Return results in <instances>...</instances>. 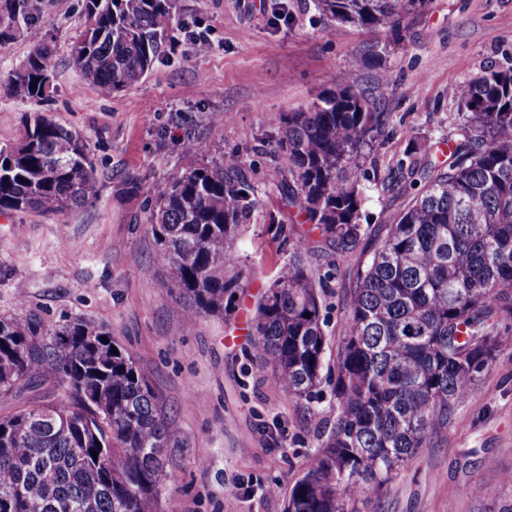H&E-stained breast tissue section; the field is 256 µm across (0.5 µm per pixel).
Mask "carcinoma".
Segmentation results:
<instances>
[{
	"instance_id": "cac0c4a2",
	"label": "carcinoma",
	"mask_w": 512,
	"mask_h": 512,
	"mask_svg": "<svg viewBox=\"0 0 512 512\" xmlns=\"http://www.w3.org/2000/svg\"><path fill=\"white\" fill-rule=\"evenodd\" d=\"M427 0H313L338 25L397 33ZM177 0H85L87 25L71 63L110 97L168 55ZM34 22L29 0H4L0 43ZM361 63L329 74L305 112L288 114L278 146L288 170L268 171L281 202L303 217L267 230L288 257L257 305L256 370L306 402L322 383L327 339L325 278L306 255L342 260L365 240L378 246L356 271L338 345L336 420L310 456L286 512H358L378 497L431 435L448 426L479 375L512 344V71L490 70L458 85L460 138L448 159L426 142L399 161L391 180L418 188L393 224L361 223V162L387 115L358 85ZM51 53L40 39L3 83L20 103L54 90ZM189 164L156 196L148 224L175 290L173 313L194 329L224 316L244 287L235 243L261 201L222 162ZM100 196L89 146L77 132L35 114L0 146V213L49 216ZM54 377L63 393L0 415V512H160L172 432L131 355L109 332L76 321L41 328L0 318V396ZM98 452L93 457L91 451Z\"/></svg>"
}]
</instances>
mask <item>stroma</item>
Here are the masks:
<instances>
[{
	"instance_id": "obj_1",
	"label": "stroma",
	"mask_w": 512,
	"mask_h": 512,
	"mask_svg": "<svg viewBox=\"0 0 512 512\" xmlns=\"http://www.w3.org/2000/svg\"><path fill=\"white\" fill-rule=\"evenodd\" d=\"M35 24L0 45V82L42 34L52 38L56 90L43 105L0 93V145L24 132L36 110L86 140L101 184L92 204L41 216L0 214V318L62 326L80 319L105 331L134 358L174 435L162 512H285L320 435L336 417L332 388L346 300L362 252L308 255L327 278L323 394L309 404L272 376L254 373L252 323L258 300L286 251L266 230L280 197L269 168H287L278 147L284 117L301 112L326 76L380 43L381 65L358 83L388 115L379 144L362 163L363 222L390 224L413 198L388 181L422 138H454L462 82L512 68V0H428L399 35L384 28L332 26L312 0H177L175 50L137 85L102 97L69 64L82 29L83 0H31ZM210 49L197 54V35ZM226 116L224 124L212 113ZM191 134L200 162L241 168L261 207L237 243L248 270L232 310L186 332L147 226L154 198L187 165L179 143ZM136 190H129V182ZM25 303H18V295ZM488 455L490 466L479 465ZM278 493H268L269 485ZM492 487L484 496L478 486ZM363 512H512V347L479 376L432 447Z\"/></svg>"
}]
</instances>
